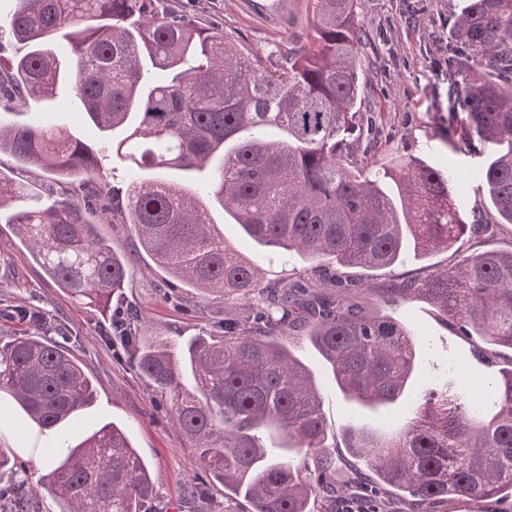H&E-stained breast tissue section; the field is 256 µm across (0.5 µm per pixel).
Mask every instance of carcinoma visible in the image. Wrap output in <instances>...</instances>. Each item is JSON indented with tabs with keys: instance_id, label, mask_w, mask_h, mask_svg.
<instances>
[{
	"instance_id": "1",
	"label": "carcinoma",
	"mask_w": 512,
	"mask_h": 512,
	"mask_svg": "<svg viewBox=\"0 0 512 512\" xmlns=\"http://www.w3.org/2000/svg\"><path fill=\"white\" fill-rule=\"evenodd\" d=\"M8 33L22 45L0 93L52 101L69 88L77 111L110 139L131 174L112 201L154 263L199 292L249 300L224 319V335L200 336L179 352L140 336L137 311L117 338L158 392L196 460L252 512H312L330 482L329 426L310 372L285 345L302 303L288 281L264 283L213 224L220 202L257 243L334 260L335 292L320 298L305 336L330 365L347 398L378 410L405 394L418 336L374 316L348 287L345 269L388 268L404 246L426 256L467 233L512 226V0H463L439 44L448 80L449 147L485 154L478 170L491 208L468 218L458 208L455 172L397 156L368 173L349 159L362 114L357 0H310L311 44L278 61L249 55L224 31L153 0H13ZM70 44L61 55L58 40ZM161 72V79L150 74ZM20 165L98 183L97 160L65 127L0 125V153ZM221 158L212 177L197 174ZM170 169L183 182L142 172ZM0 172V223L57 285L107 311L125 288L128 259L97 237L80 204L29 197ZM396 302L425 298L466 335L512 349V250L466 252L431 273L376 286ZM42 432H53L95 399L82 363L41 336L0 337V392ZM347 447L379 483L420 501L512 493V368L478 394L452 379L428 390L399 429L351 427ZM46 475L58 512H142L153 496L147 464L115 424L80 443L47 447ZM315 456L316 469L292 455ZM26 482L0 512H38Z\"/></svg>"
}]
</instances>
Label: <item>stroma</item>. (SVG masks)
<instances>
[{"label":"stroma","instance_id":"obj_1","mask_svg":"<svg viewBox=\"0 0 512 512\" xmlns=\"http://www.w3.org/2000/svg\"><path fill=\"white\" fill-rule=\"evenodd\" d=\"M178 4L204 25L222 28L226 40L244 52L284 55L290 48L310 43L308 0H178ZM461 6L462 0H358V33L363 44L360 81L376 124L361 135L368 154L355 156L352 166L360 169L410 154L432 167L453 169L460 178L456 200L468 214L488 205L474 178L480 159L448 150L443 142L445 123L437 115L438 107L447 106L448 100L435 38L445 35L449 19ZM0 121L70 127L93 148L109 189L119 196L125 193L130 182L126 163L113 155L108 139L76 111L68 89H61L49 104L0 96ZM0 172L41 198L52 187L65 199L83 197L81 178H71L57 187L51 172L17 165L6 153H0ZM93 207L101 236L114 251L131 259L127 286L121 296L113 298V306L139 308L143 334L166 338L177 346L199 336L223 335L225 318L237 315V308L226 304L221 295L202 296L182 287L158 268L135 233L113 221L110 199H99ZM212 218L225 240L258 267L266 281L297 271L305 284H324V276L306 271L298 256L255 243L220 207H213ZM453 256L449 250L424 257L409 249L389 268L349 271L355 293L371 311L405 323L422 339L410 389L390 409L374 413L347 400L329 365L303 333L295 332L287 339L293 355L312 372L321 396L322 412L330 427L328 445L335 484L340 489L350 488V500L363 512H512L510 497H459L428 503L396 496L391 487L367 481L362 462L345 446V433L351 426L386 423L400 427L422 395L447 379L449 365L490 380L499 371L512 368L508 350L500 352L493 365L480 362L477 352L482 342L459 335L428 300L400 303L374 290L378 284L445 267ZM109 322V314L84 305L59 288L17 238L13 226L0 224V336L28 332L50 336L79 359L96 388L94 403L64 425L69 441L78 443L108 422L124 427L150 468L154 495L147 504L149 512H250L244 498L225 496L223 486L197 464L193 448L172 421L167 397L139 374L125 348H112L106 335ZM43 444V436L1 392L0 450L14 458L19 449L34 451ZM43 472L39 457L32 454L22 460L17 471H0V488L11 485L15 477H24L38 495L39 512H56L53 494L41 479Z\"/></svg>","mask_w":512,"mask_h":512}]
</instances>
